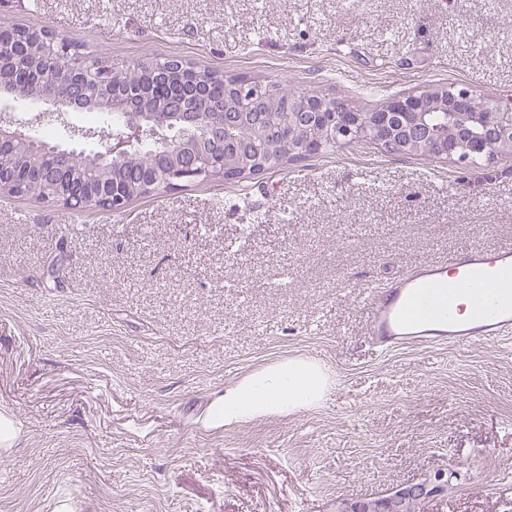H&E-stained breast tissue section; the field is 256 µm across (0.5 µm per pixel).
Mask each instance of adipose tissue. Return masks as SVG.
I'll list each match as a JSON object with an SVG mask.
<instances>
[{"label":"adipose tissue","instance_id":"obj_1","mask_svg":"<svg viewBox=\"0 0 512 512\" xmlns=\"http://www.w3.org/2000/svg\"><path fill=\"white\" fill-rule=\"evenodd\" d=\"M328 387V374L320 364L286 360L260 369L215 395L206 420L209 426L221 428L256 417L304 411L318 405Z\"/></svg>","mask_w":512,"mask_h":512}]
</instances>
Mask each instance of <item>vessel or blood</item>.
Wrapping results in <instances>:
<instances>
[{
  "mask_svg": "<svg viewBox=\"0 0 512 512\" xmlns=\"http://www.w3.org/2000/svg\"><path fill=\"white\" fill-rule=\"evenodd\" d=\"M452 274L459 286L479 284L497 291L512 284V245L458 252L444 260L424 262L390 286L367 292V334L372 347L388 353L401 347L478 346L512 340V297L503 299L492 316L455 320L435 318L417 305L425 288Z\"/></svg>",
  "mask_w": 512,
  "mask_h": 512,
  "instance_id": "vessel-or-blood-1",
  "label": "vessel or blood"
}]
</instances>
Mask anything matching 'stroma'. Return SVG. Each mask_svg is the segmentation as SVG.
<instances>
[{
    "instance_id": "stroma-1",
    "label": "stroma",
    "mask_w": 512,
    "mask_h": 512,
    "mask_svg": "<svg viewBox=\"0 0 512 512\" xmlns=\"http://www.w3.org/2000/svg\"><path fill=\"white\" fill-rule=\"evenodd\" d=\"M124 69L182 57L362 112L420 87L512 98V0H0ZM512 243V157L351 143L125 211L0 194V512H329L447 472L425 512H512V343L375 353L366 290ZM319 405L211 428L272 363ZM23 437V427L11 416L0 413V447L3 451L14 448Z\"/></svg>"
}]
</instances>
